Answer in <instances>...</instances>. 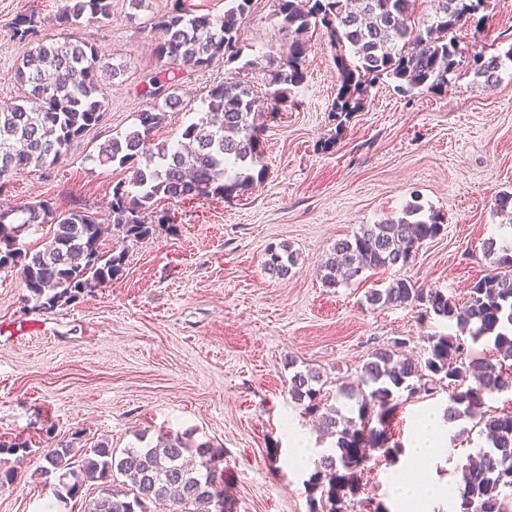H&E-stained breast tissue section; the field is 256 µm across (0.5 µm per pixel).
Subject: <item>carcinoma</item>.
I'll list each match as a JSON object with an SVG mask.
<instances>
[{
  "instance_id": "cac0c4a2",
  "label": "carcinoma",
  "mask_w": 512,
  "mask_h": 512,
  "mask_svg": "<svg viewBox=\"0 0 512 512\" xmlns=\"http://www.w3.org/2000/svg\"><path fill=\"white\" fill-rule=\"evenodd\" d=\"M252 0H228L224 16L190 13L180 0L154 17L160 34L155 50L178 69L202 70L214 60H240V27ZM418 0H275L288 48L270 69L275 87L270 109L275 112L290 88L304 79L308 30L323 26L336 48L338 89L332 112L346 118L358 111L374 82L392 77L398 90L436 89L448 82L459 65L453 33L488 0H431L433 17L420 26L410 21ZM108 0H65L62 23L94 24L109 17ZM38 28L34 16L21 17L13 34L33 42ZM100 49L89 40L36 43L15 71L28 87L21 104L0 109V189L30 166L51 165L60 159L86 129L106 116V92L96 69ZM145 94L153 106L138 113L136 127L99 146L101 165L118 163L131 171L127 181L112 188L109 209L112 234L138 241L153 232L146 221L156 198L173 201L209 197L231 198L248 189L257 161L258 126L255 97L243 82L209 86L205 112L182 133V140L157 143L154 130L166 110L180 102L176 88L152 78ZM420 207L382 224H362L341 239L322 264L328 288L358 280L368 271L406 266L421 243L435 237L442 222L432 213L410 220ZM47 225L43 248L28 252L16 246L15 231L28 225ZM102 225L89 213L58 210L47 199L0 210V271L19 269L27 300L39 310L67 305L80 295L123 275L125 250L101 248ZM491 270L471 287L460 305L438 290H426L408 279H397L384 289L368 291L371 306H423L456 327L453 334L427 337L424 365L398 351L375 349L353 388L340 385L322 391L320 375L311 369L294 372L288 395L306 413L318 416L323 433L336 438V448L322 457L307 482L309 512H349L359 491L360 472L377 453L396 458L399 444H390L391 417L401 404L398 393L412 398L438 385L452 388L448 422L465 416L478 419L488 449L479 460L466 461L456 491V512H512V411L487 417L481 411L484 395L512 389V241L489 238L483 248ZM265 265L277 278H286L296 263L288 247H270ZM477 342L493 336L496 354L467 358L464 336ZM356 400L359 422L340 420L338 410L325 408L329 399ZM80 460L73 461L75 456ZM41 474L57 476V497L77 496L88 482L99 492L84 512H153L159 503L168 512H224V452L208 444L194 446L178 435L159 439L154 446L116 449L100 440L81 446L61 441L43 456ZM320 494L315 498L314 494Z\"/></svg>"
}]
</instances>
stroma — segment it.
<instances>
[{
    "mask_svg": "<svg viewBox=\"0 0 512 512\" xmlns=\"http://www.w3.org/2000/svg\"><path fill=\"white\" fill-rule=\"evenodd\" d=\"M108 19L60 25L64 0H0V108L21 103L14 77L30 49L13 36L19 17L35 16L46 40L91 39L102 47L107 115L52 166L27 168L0 192V205L50 200L111 223L113 186L128 170L99 165V146L132 130L152 76L179 87L181 106L154 131L176 143L199 116L209 86L237 72L215 60L208 68H170L150 27L172 0H110ZM243 57L278 62L288 45L274 0H252L240 29ZM462 61L436 90L398 92L377 81L345 122L332 111L338 88L335 49L325 28L308 34L302 84L274 113L259 115L262 176L244 195L154 204L155 225L129 247L122 276L53 310H36L18 271H0V469L13 483L0 492V512H83L96 496L57 498L41 475L43 455L61 440H106L114 448L137 435L164 434L224 451L226 512H309L310 469L334 446L287 392L295 371L311 368L333 385L356 382L374 349L404 340L403 356L424 362L425 336L448 333V322L411 306L373 307L365 295L405 278L464 303L489 271L483 242L504 232L496 198L512 192V62L493 81L477 57L512 46V0L487 8L456 33ZM439 214L442 231L423 242L404 267L368 273L338 288L322 281V263L336 241L363 224ZM290 246L297 263L279 279L265 268L269 245ZM448 388L404 400L390 422L407 444L419 418L443 415ZM305 434L307 467H299L291 431ZM485 438L470 420L452 423L457 457L416 470L420 484L459 481L466 452ZM398 462L373 456L361 473L359 501L402 512L392 487Z\"/></svg>",
    "mask_w": 512,
    "mask_h": 512,
    "instance_id": "1",
    "label": "stroma"
}]
</instances>
